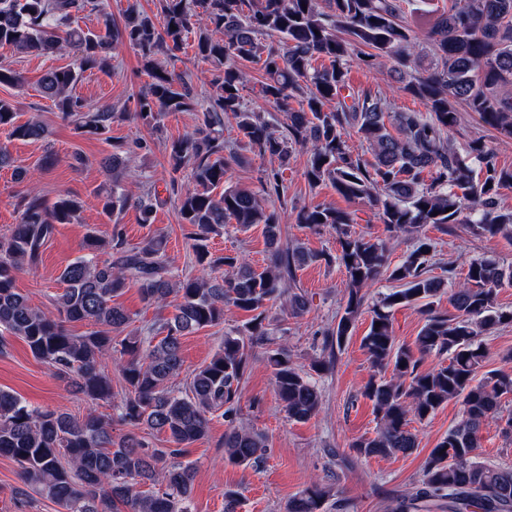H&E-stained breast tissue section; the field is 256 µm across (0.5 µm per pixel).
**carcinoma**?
I'll list each match as a JSON object with an SVG mask.
<instances>
[{
  "instance_id": "cac0c4a2",
  "label": "carcinoma",
  "mask_w": 512,
  "mask_h": 512,
  "mask_svg": "<svg viewBox=\"0 0 512 512\" xmlns=\"http://www.w3.org/2000/svg\"><path fill=\"white\" fill-rule=\"evenodd\" d=\"M400 12V0H157L156 21L131 0L122 23L113 26L102 0H0L1 46L42 56L66 47L77 52V66L46 71L38 86L80 132L103 136L119 118L71 93L82 72L112 69L117 43L140 51L151 78L135 112L125 116L157 126L168 114L200 113L195 130L165 144L174 174L170 195L198 276L176 272L160 235L131 246L119 229L107 238L90 231L86 253L59 276L64 288L53 309H38L16 287L17 274L38 265L56 225L77 220L85 202L68 192L52 204L39 194L18 198V223L0 237V343L21 337L35 358L71 379L93 404L112 401V377L105 371L112 361L124 387L118 419L131 427L116 437L110 415L90 412L79 419L32 408L0 390V456L17 465L20 494L33 490L64 512H191L193 465L182 457L208 435L217 412L227 422L225 459L244 469L257 465L266 440L237 422L239 384L257 350H265L288 419L305 422L322 407L318 383L290 361L288 346L269 348L274 318L268 304L282 299L290 315H303L308 299L290 285L296 269L335 259L348 283L344 311L328 331L338 348L350 336L364 289L384 272L400 284L373 306L362 339L372 367L390 368L393 377L374 376L364 388L378 424L373 436L350 444L356 455L407 454L418 447L411 419L423 421L452 399L463 408L461 419L431 450L418 483L396 499L392 512H420L427 502H443L448 512H512V467L477 458L488 422L503 419L512 431V416L502 415L512 396V375L491 371L476 378L486 357L479 337L512 324V311L497 304L499 288L512 286V265L473 259L463 282L451 288L429 274L435 246L417 235L424 224H467L477 236L512 242V209L498 201L499 190L512 185V169L498 166L494 151L481 141L461 150L449 137L458 121L454 104L461 103L512 140V96L501 92L512 85V0H451L417 29L403 24ZM80 17L103 22L104 32L74 26ZM218 32L224 38H215ZM190 33L195 54L213 66L212 91L205 95L158 61L161 52L174 57ZM421 41L432 58L423 71L416 51ZM238 59L263 72L258 94L284 114L280 129L248 107V78ZM320 59L328 64L316 65ZM386 59L403 68L409 81L401 90L422 100L426 111L394 113L383 94L349 86L352 66L371 69ZM17 117L13 104L0 99L1 132L10 139H46L39 120L19 123ZM230 118L236 138L228 144L224 121ZM353 132L367 143L372 160L349 152ZM298 148L307 154L308 183L328 182L350 201H368L387 239L356 235L352 213L316 205L301 208L296 220L312 231L334 228L339 253H312L282 241L276 202L285 196L284 170ZM245 151L278 162L262 170L256 190L228 182ZM99 165L111 187L96 197L110 218L129 203L123 186L128 158L114 150ZM159 204L149 193L137 199L142 223H151ZM229 224L240 232L262 227L265 266L251 265L238 252H211V235ZM401 236L412 245L393 266L389 243ZM131 284L149 305L163 307L173 293L181 301L171 315L133 329L130 313L112 304ZM444 294L456 311L452 318L438 310ZM397 307H413L423 316L411 345L398 344L393 334L391 312ZM232 309L250 318L226 331L219 351L179 387L183 337L223 323ZM73 322L89 330L76 336L68 329ZM432 354H446L448 362L420 371ZM142 429L166 435L172 447H150ZM329 497V489L313 484L288 501L286 512H323Z\"/></svg>"
}]
</instances>
